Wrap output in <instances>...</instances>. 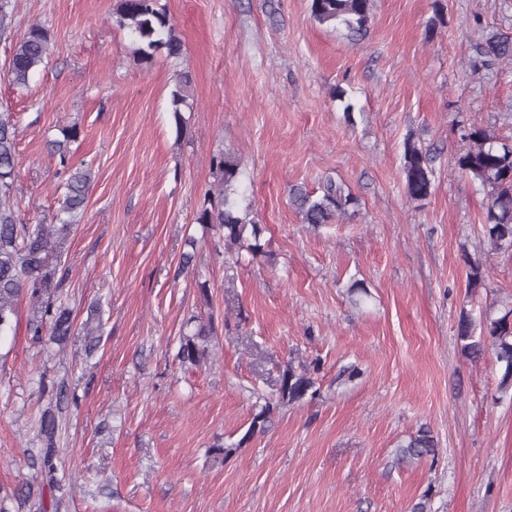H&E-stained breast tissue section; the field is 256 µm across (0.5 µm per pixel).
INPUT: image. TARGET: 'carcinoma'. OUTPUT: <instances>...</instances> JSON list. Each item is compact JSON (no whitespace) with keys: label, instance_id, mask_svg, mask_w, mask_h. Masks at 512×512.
Returning a JSON list of instances; mask_svg holds the SVG:
<instances>
[{"label":"carcinoma","instance_id":"obj_1","mask_svg":"<svg viewBox=\"0 0 512 512\" xmlns=\"http://www.w3.org/2000/svg\"><path fill=\"white\" fill-rule=\"evenodd\" d=\"M374 7V0H311V14L321 25L344 27L352 40L358 41L367 33ZM115 23L130 31L134 39V55L143 62H151L164 55L176 58L183 54L184 43L177 34L167 11L159 0H119L113 14ZM51 36L44 27L33 24L13 45L8 70L13 85L25 87L31 74L50 55ZM485 64L512 60V40L492 35L479 46ZM191 78L182 73L170 92L171 112L177 130L185 126L182 115L190 96ZM63 139L50 142L52 156L59 157V164L67 166L69 145L77 138L74 128L62 130ZM469 148L454 157L455 166L471 175L488 191V202L483 217V230L490 243L498 250L512 251V142L500 139L487 130L475 127L467 135ZM16 128L11 115L0 113V327L9 323L16 314L13 298L24 290L31 295L45 296L40 317L30 323L35 339H42L44 325H49L48 340L63 345L72 334L71 311L56 305L48 295L51 272L47 257L53 237L65 236L75 215L84 206L92 182L90 170H75L63 185L64 198L57 217L58 227L49 229L43 224H20L11 203L15 178ZM432 157L412 138L404 143L402 173L405 192L410 202L420 203L431 195L433 187ZM212 168L215 188L208 190L207 202L197 212L195 223L202 226L217 225L224 231V250L251 256L263 253L261 244L263 228L251 218L249 209H240L233 195L240 176L237 161L224 155L213 158ZM292 206L305 224L320 226L329 224L357 204V199L329 179L320 192H310L301 186L290 191ZM212 322H204L197 316L189 318L179 340L177 358L183 364L198 365L209 353ZM457 338L461 355L476 363L485 354L486 346L493 347L496 363L502 374L499 388L512 390V308L502 316L491 318L488 313L474 316L462 312L457 322ZM316 379L310 370H296L288 366L281 379L279 402L289 405L302 402L306 396H315ZM272 406L266 404L254 414L246 436L263 433ZM56 420L45 411L40 423L41 448L30 455L31 464H40V474L47 484H59L56 477ZM436 442L428 429L397 450L399 460L411 462L435 454Z\"/></svg>","mask_w":512,"mask_h":512}]
</instances>
